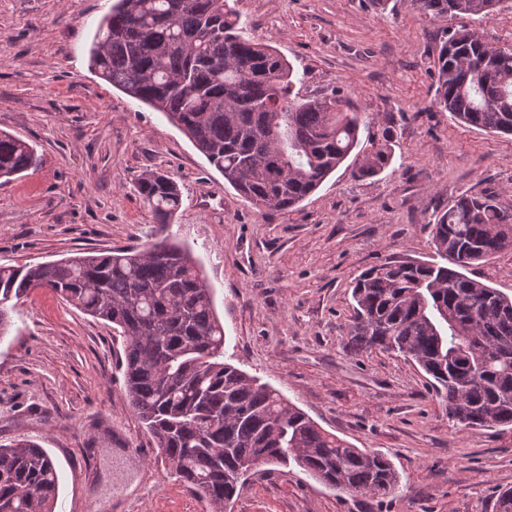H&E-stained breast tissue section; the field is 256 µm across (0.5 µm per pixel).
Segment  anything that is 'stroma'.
<instances>
[{
    "label": "stroma",
    "mask_w": 512,
    "mask_h": 512,
    "mask_svg": "<svg viewBox=\"0 0 512 512\" xmlns=\"http://www.w3.org/2000/svg\"><path fill=\"white\" fill-rule=\"evenodd\" d=\"M110 0H0V131L32 144L34 173L0 182V265L140 247L171 232L198 261L224 324V359L351 445L385 454V501L336 495L293 466H260L225 512H493L512 488V427L458 429L412 362L350 355L353 279L386 261L434 260L429 225L449 201L512 196V135L465 127L435 98V60L460 25L512 48V0L490 17H421L409 0H235L247 37L272 45L304 97L341 94L373 122V177L343 165L298 207L264 215L166 117L91 69ZM182 192L170 230L137 183ZM0 340V445L29 440L59 474L52 512H210L171 475L125 392L111 323L47 288L19 300ZM391 159V148L384 145L371 153L363 154L362 159H359L360 165L357 172L361 176L376 175L391 162Z\"/></svg>",
    "instance_id": "35a3bbf8"
}]
</instances>
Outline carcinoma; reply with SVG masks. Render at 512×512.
<instances>
[{
  "instance_id": "cac0c4a2",
  "label": "carcinoma",
  "mask_w": 512,
  "mask_h": 512,
  "mask_svg": "<svg viewBox=\"0 0 512 512\" xmlns=\"http://www.w3.org/2000/svg\"><path fill=\"white\" fill-rule=\"evenodd\" d=\"M231 0H116L90 49L100 77L177 126L244 199L286 214L360 144L369 117L338 94L303 98L269 44L244 36ZM426 18L488 17L502 0H410ZM436 104L461 123L512 134V49L463 26L440 47ZM387 145L362 155L373 176ZM29 143L0 132V179L36 170ZM138 192L154 222L182 204L169 176L144 172ZM443 262L386 261L352 286L345 347L414 362L467 427L512 425V298L464 271L512 251V202L494 189L465 194L430 224ZM49 288L124 338L130 406L176 478L211 512L239 492L244 463H294L337 495L383 501L400 475L384 454L322 430L267 383L224 361V325L191 251L168 236L143 247L84 252L54 262L0 266V340L21 295ZM58 473L35 443L0 446V512H51Z\"/></svg>"
}]
</instances>
